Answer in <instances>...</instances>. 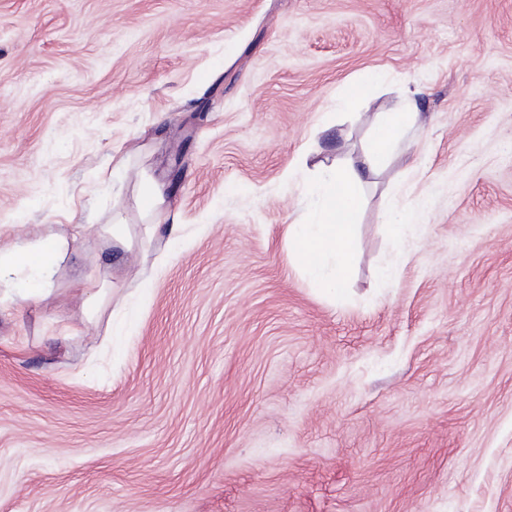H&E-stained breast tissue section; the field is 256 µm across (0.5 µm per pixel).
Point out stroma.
<instances>
[{"instance_id":"35a3bbf8","label":"stroma","mask_w":512,"mask_h":512,"mask_svg":"<svg viewBox=\"0 0 512 512\" xmlns=\"http://www.w3.org/2000/svg\"><path fill=\"white\" fill-rule=\"evenodd\" d=\"M409 92L326 292L288 227ZM1 222L86 233L0 310V512H512V0H0ZM139 195L142 203L152 213L159 215L160 206L163 203L161 187L154 181H140ZM74 287L83 299V314L91 318L99 312L101 304L107 299L112 282L106 278L86 276L78 279Z\"/></svg>"}]
</instances>
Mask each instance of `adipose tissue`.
I'll use <instances>...</instances> for the list:
<instances>
[{"label": "adipose tissue", "instance_id": "adipose-tissue-1", "mask_svg": "<svg viewBox=\"0 0 512 512\" xmlns=\"http://www.w3.org/2000/svg\"><path fill=\"white\" fill-rule=\"evenodd\" d=\"M420 119L417 102L405 98L392 112L376 113L358 165L322 174L310 186L313 208L307 222L289 228L301 270L330 291L342 288L352 265L356 241L352 226L359 210L357 185L363 173H378L402 138ZM83 225L73 234L50 232L36 240H16L0 247V305L50 295L53 275L68 261Z\"/></svg>", "mask_w": 512, "mask_h": 512}]
</instances>
